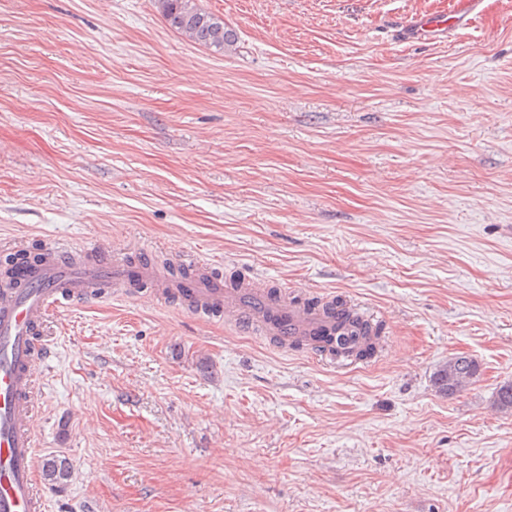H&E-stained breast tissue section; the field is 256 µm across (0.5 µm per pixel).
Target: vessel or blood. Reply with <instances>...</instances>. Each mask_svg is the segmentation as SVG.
<instances>
[{"mask_svg":"<svg viewBox=\"0 0 512 512\" xmlns=\"http://www.w3.org/2000/svg\"><path fill=\"white\" fill-rule=\"evenodd\" d=\"M482 3L450 0L447 9L402 22V33L409 39L438 40L472 28ZM106 283L138 288L161 285L162 279L153 265L133 268L106 256L90 266L75 265L62 260L50 245L41 260L0 280V512H39L42 503L35 468L37 370L51 355L42 328L59 308L97 298ZM172 286L182 290L186 309L200 320L225 313L227 321L240 328H261L280 349L332 321L324 306L288 303L252 277L241 287L228 288L222 276L202 269Z\"/></svg>","mask_w":512,"mask_h":512,"instance_id":"1","label":"vessel or blood"}]
</instances>
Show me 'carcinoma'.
I'll return each mask as SVG.
<instances>
[{
	"label": "carcinoma",
	"instance_id": "1",
	"mask_svg": "<svg viewBox=\"0 0 512 512\" xmlns=\"http://www.w3.org/2000/svg\"><path fill=\"white\" fill-rule=\"evenodd\" d=\"M158 3L167 25L192 42L217 52L235 42V34L225 27L224 19L200 8L196 0H158ZM378 340L377 330L371 323L353 320L345 325L344 337L338 345L357 358L373 353ZM478 374L479 365L474 359L456 356L438 372L435 383L444 396L451 398L471 385ZM43 476L49 484L60 486L71 479L72 469L66 458L55 456L43 464Z\"/></svg>",
	"mask_w": 512,
	"mask_h": 512
}]
</instances>
